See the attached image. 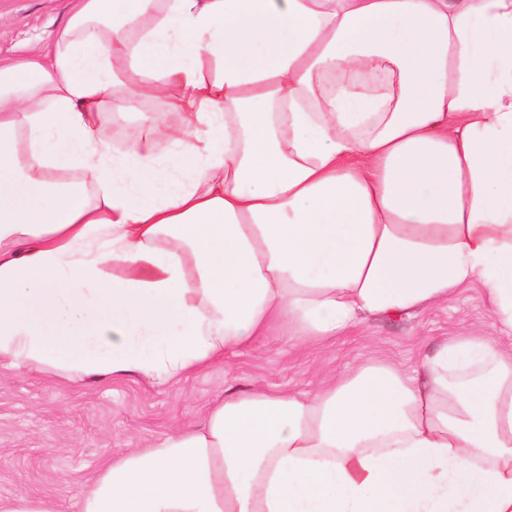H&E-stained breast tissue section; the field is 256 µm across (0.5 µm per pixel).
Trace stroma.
I'll return each instance as SVG.
<instances>
[{
    "instance_id": "1",
    "label": "stroma",
    "mask_w": 512,
    "mask_h": 512,
    "mask_svg": "<svg viewBox=\"0 0 512 512\" xmlns=\"http://www.w3.org/2000/svg\"><path fill=\"white\" fill-rule=\"evenodd\" d=\"M70 8L71 0H0V58L21 61L26 47L50 42ZM142 112L157 114V155L167 161V135L179 116L150 91H143L136 109L103 113L99 137L121 155ZM466 331L493 333V316L477 284L410 315L368 319L318 348L273 336L172 385L136 376L74 383L0 370V499L24 495L48 501L55 512H76L77 501L113 457L195 421L225 391L245 392L256 384L311 390L321 378L361 363L412 366L442 339Z\"/></svg>"
}]
</instances>
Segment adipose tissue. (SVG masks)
I'll return each instance as SVG.
<instances>
[{
	"mask_svg": "<svg viewBox=\"0 0 512 512\" xmlns=\"http://www.w3.org/2000/svg\"><path fill=\"white\" fill-rule=\"evenodd\" d=\"M145 84L168 168L96 133ZM476 282L496 336L225 395L80 512H512V0H75L0 60V368L166 385Z\"/></svg>",
	"mask_w": 512,
	"mask_h": 512,
	"instance_id": "1",
	"label": "adipose tissue"
}]
</instances>
